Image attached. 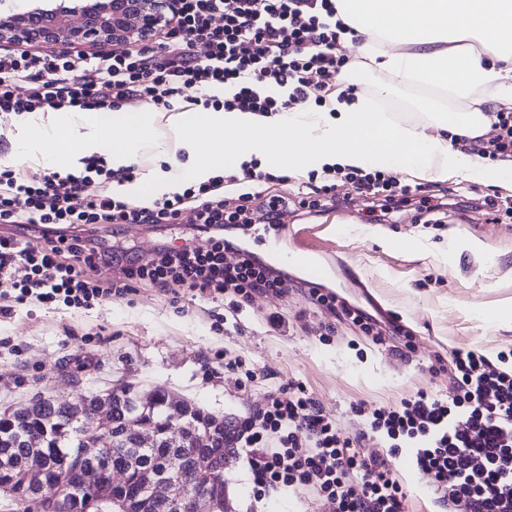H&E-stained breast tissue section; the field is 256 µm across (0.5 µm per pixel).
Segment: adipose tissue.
Instances as JSON below:
<instances>
[{
    "mask_svg": "<svg viewBox=\"0 0 512 512\" xmlns=\"http://www.w3.org/2000/svg\"><path fill=\"white\" fill-rule=\"evenodd\" d=\"M337 9L366 36L360 53L391 78H421L461 100L481 91L489 106L438 112L428 126L401 124L361 95L321 110L301 102L268 116L241 110L166 117L143 110L25 112L12 115L16 133L0 160L64 166L77 174L92 156L117 170L139 164L148 151L168 159L169 170L146 168L139 180L112 184L113 197L142 206L182 192L186 182L203 183L256 161L269 170L416 169L429 179L477 184L498 182L512 171L460 148L462 140L490 130L491 104L512 83V0H338ZM490 56L495 65L487 64Z\"/></svg>",
    "mask_w": 512,
    "mask_h": 512,
    "instance_id": "adipose-tissue-1",
    "label": "adipose tissue"
}]
</instances>
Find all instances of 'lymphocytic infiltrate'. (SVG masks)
Segmentation results:
<instances>
[{"label":"lymphocytic infiltrate","instance_id":"f902f5d3","mask_svg":"<svg viewBox=\"0 0 512 512\" xmlns=\"http://www.w3.org/2000/svg\"><path fill=\"white\" fill-rule=\"evenodd\" d=\"M349 31L336 0H179L168 28L135 52L0 53V111L112 110L136 97L158 109L182 98L206 108L283 112L340 73L346 61L337 56L336 44ZM200 43L206 47L201 55L195 50ZM23 82L29 91L22 96L16 86ZM266 84L287 88V99L263 95ZM216 85L231 88V95L211 96ZM475 150L512 160V111L496 112ZM87 169L84 176L49 171L24 177L0 167V224L16 228L0 235L1 295L18 304L34 300L87 309L149 284L175 296L186 290L195 297L225 298L237 312L253 294H287L291 283L283 273L249 250L235 249L225 236L248 225L257 201L268 223L283 224L287 196L253 190L231 207L213 179L140 207L116 200L107 188H93L103 164ZM79 194L84 203L77 209L70 199ZM189 204L196 229L207 235L206 247L164 244L127 251L101 248L75 233L62 245L37 244L20 233L28 224H174ZM103 265L114 267L112 280L96 279ZM308 294L375 343L403 333L394 324L376 332L369 313L336 294L315 288ZM511 359L503 353L494 362L477 350L455 349L453 395L420 391L396 407L365 410L367 428L354 437L342 433L303 384L292 383L268 392L239 419L230 440L248 463L257 498L288 489L311 492L335 512H406L409 489L392 465L406 451L415 470L430 476L439 505L462 500L468 512H512Z\"/></svg>","mask_w":512,"mask_h":512}]
</instances>
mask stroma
Returning a JSON list of instances; mask_svg holds the SVG:
<instances>
[{
	"label": "stroma",
	"mask_w": 512,
	"mask_h": 512,
	"mask_svg": "<svg viewBox=\"0 0 512 512\" xmlns=\"http://www.w3.org/2000/svg\"><path fill=\"white\" fill-rule=\"evenodd\" d=\"M359 42L355 36L337 44L349 79L329 78L332 95L371 96L395 120L420 124L428 119L424 101L441 112H467L483 98L478 92L460 101L394 81L358 55ZM391 177L399 185L458 200L460 206L426 213L410 202L377 221L363 207L299 208L280 229L266 227L262 210L252 206L251 222L263 229V240L252 244V251L288 276L294 288L282 296L254 295L237 315L226 316L223 301L188 294L175 300L149 285L88 309L13 305L0 313V412L39 394L60 403L122 383L140 391L164 390L235 418L260 404L267 391L301 382L342 432L353 435L365 428L359 404L390 407L420 390L452 394V372L428 370L435 358L449 359L457 348L491 358L512 350V219L495 223L486 209L465 205L488 195L512 198V184L429 180L398 171ZM192 219L187 211L176 224H91L86 231L108 246H178L193 237ZM301 230L332 265L319 290L341 293L376 317L389 313L411 338L410 361L395 357L388 345L373 343L359 327L335 323L312 303L302 289L304 269L282 258L290 232ZM459 236L478 240L480 249L453 247ZM273 312L282 315L281 328L268 325ZM218 317L224 323L217 329ZM330 323L335 331L328 336L324 327ZM228 357L254 371L249 387H239L237 372L225 370ZM393 464L410 489L407 512H442L428 493V478L413 468L408 454ZM224 477L239 512H333L331 504L311 494L281 490L253 498L241 457Z\"/></svg>",
	"instance_id": "35a3bbf8"
}]
</instances>
